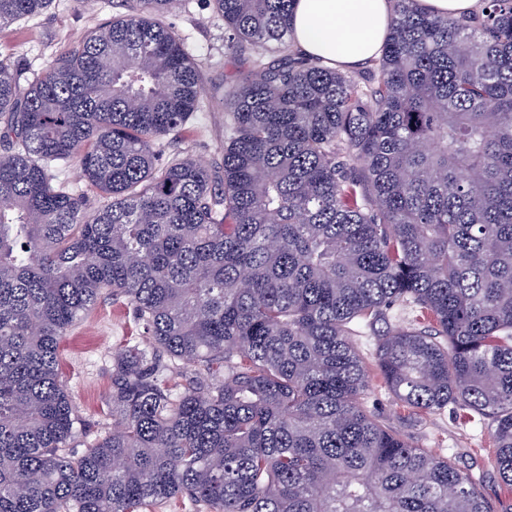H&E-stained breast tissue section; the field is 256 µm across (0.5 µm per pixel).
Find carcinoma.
<instances>
[{
  "label": "carcinoma",
  "mask_w": 512,
  "mask_h": 512,
  "mask_svg": "<svg viewBox=\"0 0 512 512\" xmlns=\"http://www.w3.org/2000/svg\"><path fill=\"white\" fill-rule=\"evenodd\" d=\"M50 2L0 0V25ZM120 2L32 78L0 59V512H495L362 408L355 336L418 313L377 346L385 385L488 420L512 490V0H391L366 76L291 49L294 0H213L251 51L218 176L158 166L204 96L174 0ZM70 163L105 204L54 181ZM105 290L144 340L74 455L60 344ZM422 5L435 14L463 16L480 8L479 0H420ZM144 512H210L206 505L187 497H177L147 507Z\"/></svg>",
  "instance_id": "cac0c4a2"
}]
</instances>
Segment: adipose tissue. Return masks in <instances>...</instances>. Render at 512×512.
Here are the masks:
<instances>
[{
  "label": "adipose tissue",
  "mask_w": 512,
  "mask_h": 512,
  "mask_svg": "<svg viewBox=\"0 0 512 512\" xmlns=\"http://www.w3.org/2000/svg\"><path fill=\"white\" fill-rule=\"evenodd\" d=\"M390 23L389 0H294L291 36L306 55L349 69L378 56Z\"/></svg>",
  "instance_id": "1"
}]
</instances>
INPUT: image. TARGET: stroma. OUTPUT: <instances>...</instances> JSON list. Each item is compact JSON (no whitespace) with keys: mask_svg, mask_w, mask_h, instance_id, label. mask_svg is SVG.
Instances as JSON below:
<instances>
[{"mask_svg":"<svg viewBox=\"0 0 512 512\" xmlns=\"http://www.w3.org/2000/svg\"><path fill=\"white\" fill-rule=\"evenodd\" d=\"M117 0H52L42 13L8 25H0V58L25 72H41L61 52L76 46L87 31L111 21L120 13ZM165 23L184 37L196 62L207 98L176 137L163 139L160 163L190 155L202 165H219V146L224 141V88L228 78L250 65L249 55L231 59L224 53V20L213 0H177L165 15ZM408 311L396 307L386 320L364 328L358 344L364 354L367 390L364 406L381 421L399 431L418 448L451 458L472 480L479 482L492 502L508 501L507 491L489 458L490 428L453 406L423 416L396 401L386 387L375 362L380 335L408 325ZM142 338V329L126 301L103 292L60 345L62 383L72 397L79 422L69 448L83 453L112 427L105 405L113 354Z\"/></svg>","mask_w":512,"mask_h":512,"instance_id":"35a3bbf8","label":"stroma"}]
</instances>
